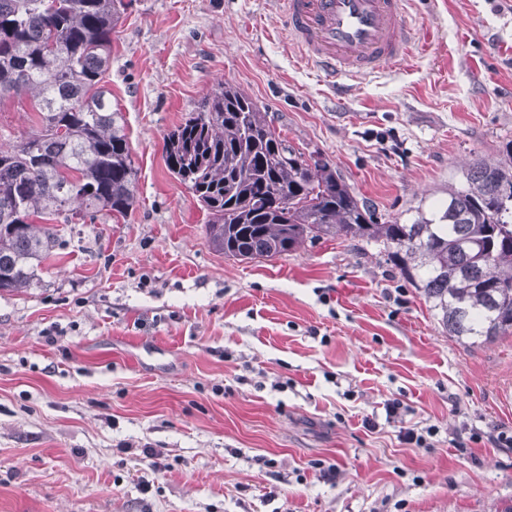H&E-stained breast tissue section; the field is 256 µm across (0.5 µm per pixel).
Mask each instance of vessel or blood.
<instances>
[{
    "label": "vessel or blood",
    "mask_w": 512,
    "mask_h": 512,
    "mask_svg": "<svg viewBox=\"0 0 512 512\" xmlns=\"http://www.w3.org/2000/svg\"><path fill=\"white\" fill-rule=\"evenodd\" d=\"M404 0H278L288 37L312 68L331 77L369 76L399 65L413 32Z\"/></svg>",
    "instance_id": "obj_1"
}]
</instances>
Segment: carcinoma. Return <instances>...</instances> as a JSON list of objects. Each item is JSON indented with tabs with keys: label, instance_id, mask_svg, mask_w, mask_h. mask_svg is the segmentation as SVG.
<instances>
[{
	"label": "carcinoma",
	"instance_id": "obj_1",
	"mask_svg": "<svg viewBox=\"0 0 512 512\" xmlns=\"http://www.w3.org/2000/svg\"><path fill=\"white\" fill-rule=\"evenodd\" d=\"M123 0H0V100L30 97L36 131L0 142V291L31 288L53 254L47 221L124 218L137 169L103 85ZM169 172L209 217L208 246L239 261L325 237L376 244L430 303L448 336L512 335V140L461 169L448 197L378 221L322 158L277 134L265 108L224 82L164 137Z\"/></svg>",
	"mask_w": 512,
	"mask_h": 512
}]
</instances>
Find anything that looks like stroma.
<instances>
[{"label":"stroma","mask_w":512,"mask_h":512,"mask_svg":"<svg viewBox=\"0 0 512 512\" xmlns=\"http://www.w3.org/2000/svg\"><path fill=\"white\" fill-rule=\"evenodd\" d=\"M406 8L400 69L333 80L304 64L275 0H131L105 81L138 202L116 222L61 225L39 284L0 292V512L512 502V449L485 439L512 431V335L449 337L372 244L225 258L165 163V134L229 81L383 219L446 195L462 165L512 140V0ZM32 117L26 97L0 100V139Z\"/></svg>","instance_id":"obj_1"}]
</instances>
